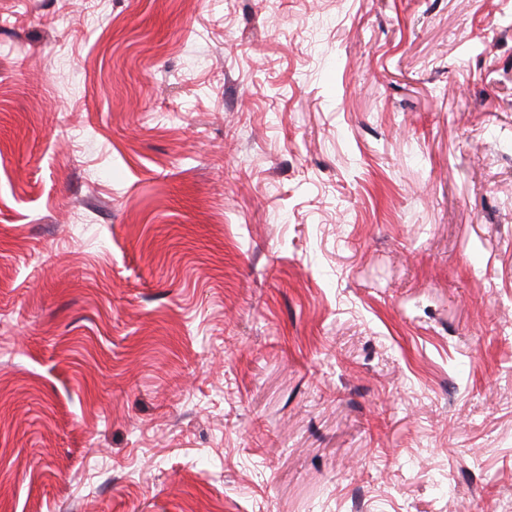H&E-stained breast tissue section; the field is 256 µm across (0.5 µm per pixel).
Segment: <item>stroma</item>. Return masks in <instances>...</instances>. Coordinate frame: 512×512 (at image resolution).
I'll return each instance as SVG.
<instances>
[{
	"label": "stroma",
	"mask_w": 512,
	"mask_h": 512,
	"mask_svg": "<svg viewBox=\"0 0 512 512\" xmlns=\"http://www.w3.org/2000/svg\"><path fill=\"white\" fill-rule=\"evenodd\" d=\"M0 512H512V0H0Z\"/></svg>",
	"instance_id": "obj_1"
}]
</instances>
